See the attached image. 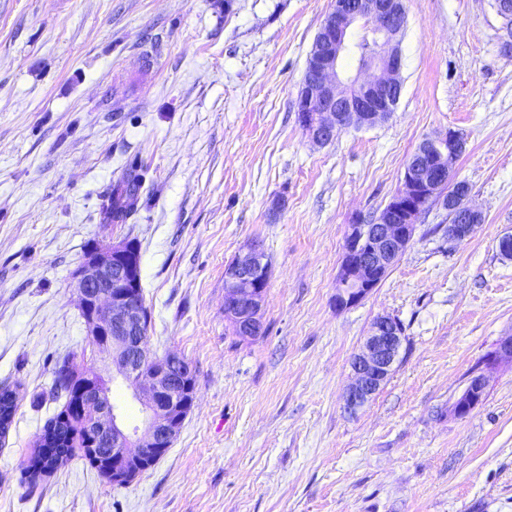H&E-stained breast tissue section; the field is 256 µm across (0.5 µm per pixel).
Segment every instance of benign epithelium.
Here are the masks:
<instances>
[{
    "label": "benign epithelium",
    "instance_id": "obj_1",
    "mask_svg": "<svg viewBox=\"0 0 512 512\" xmlns=\"http://www.w3.org/2000/svg\"><path fill=\"white\" fill-rule=\"evenodd\" d=\"M502 44L512 51V0H494ZM405 19L403 0H333L313 41L298 87L297 121L317 144L330 142L352 126L371 127L396 111L402 82L397 36ZM374 34L368 59L354 73L340 70L341 58L358 52L353 29ZM464 148L456 131L424 140L408 157L401 186L368 224L348 225L336 288V308L363 301L385 278L413 239L420 216L438 201L448 210V238L463 240L483 222L468 202L467 185L451 183V168ZM269 278L261 245L252 242L224 271V315L246 339L259 337ZM73 282L93 352L105 355L112 377L94 368L81 371L72 412L82 419L85 446L99 475L126 486L172 446L196 399L189 362L150 352L149 325L139 302L140 249L128 237L95 243L73 272ZM404 342L400 320L377 317L351 362L352 382L345 410L354 413L373 399L394 370ZM121 381L141 404V425L131 427L112 404L111 384ZM485 376L453 403L456 417L467 416L482 400Z\"/></svg>",
    "mask_w": 512,
    "mask_h": 512
}]
</instances>
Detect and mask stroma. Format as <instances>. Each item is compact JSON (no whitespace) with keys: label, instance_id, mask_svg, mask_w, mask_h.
<instances>
[{"label":"stroma","instance_id":"1","mask_svg":"<svg viewBox=\"0 0 512 512\" xmlns=\"http://www.w3.org/2000/svg\"><path fill=\"white\" fill-rule=\"evenodd\" d=\"M332 0H0V512H512V53L493 0H405L396 111L313 144L297 122L307 56ZM460 132L455 180L484 221L449 239L424 214L388 276L335 304L349 225L374 218L426 138ZM140 177L125 223L102 205ZM132 236L149 347L193 366L197 398L131 484L81 457L30 481L55 359L89 363L72 273ZM270 263L263 334L234 336L224 269L251 242ZM397 317L396 368L358 413L351 359ZM482 401L449 405L476 365ZM18 407V392L7 388L0 390V434L6 435Z\"/></svg>","mask_w":512,"mask_h":512}]
</instances>
